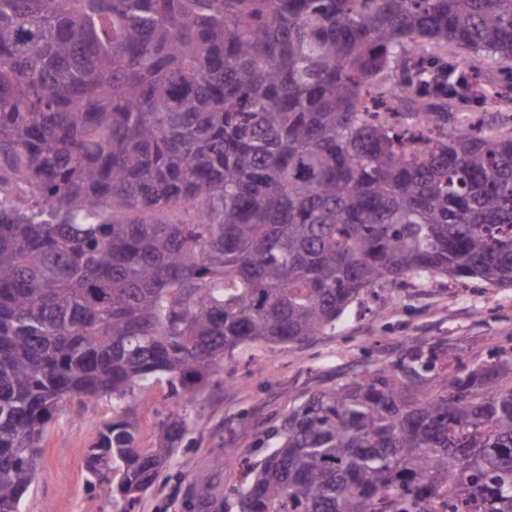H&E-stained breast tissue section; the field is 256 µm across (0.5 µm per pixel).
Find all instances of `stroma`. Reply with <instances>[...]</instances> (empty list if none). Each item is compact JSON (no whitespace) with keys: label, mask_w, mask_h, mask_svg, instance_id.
<instances>
[{"label":"stroma","mask_w":512,"mask_h":512,"mask_svg":"<svg viewBox=\"0 0 512 512\" xmlns=\"http://www.w3.org/2000/svg\"><path fill=\"white\" fill-rule=\"evenodd\" d=\"M412 340L486 358L492 344L512 343V288L413 284L398 304L367 296L335 329L305 344L235 350L224 360L223 382L203 388L185 411L192 443L178 448L155 488L132 504L90 489L84 454L104 424L120 418L132 421L141 446L149 447L158 413L168 405L166 383L155 384L147 396L68 402L47 428L20 512H188V496L204 494L210 500L206 512H237L226 493L244 475L218 468L216 456L244 437L262 435L294 401L395 361Z\"/></svg>","instance_id":"stroma-1"}]
</instances>
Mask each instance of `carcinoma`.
Here are the masks:
<instances>
[{"label": "carcinoma", "instance_id": "carcinoma-1", "mask_svg": "<svg viewBox=\"0 0 512 512\" xmlns=\"http://www.w3.org/2000/svg\"><path fill=\"white\" fill-rule=\"evenodd\" d=\"M452 47L512 61V0H0V512L66 400L168 384L152 447L121 419L86 450L133 503L225 354L410 280L512 288V133L429 104L501 94L389 78ZM215 463L238 512H512V347L411 342Z\"/></svg>", "mask_w": 512, "mask_h": 512}]
</instances>
